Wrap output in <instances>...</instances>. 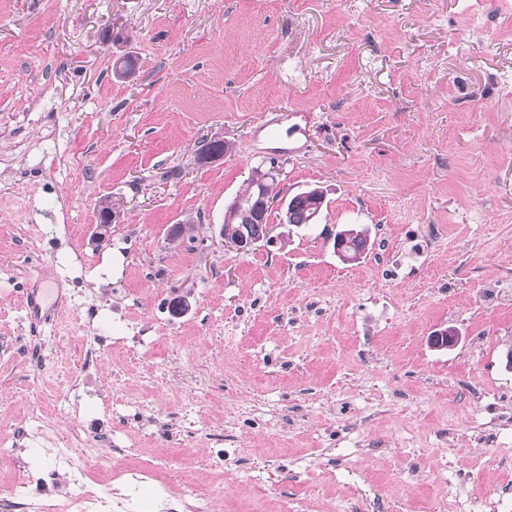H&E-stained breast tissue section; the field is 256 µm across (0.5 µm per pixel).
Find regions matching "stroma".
I'll use <instances>...</instances> for the list:
<instances>
[{
    "instance_id": "obj_1",
    "label": "stroma",
    "mask_w": 512,
    "mask_h": 512,
    "mask_svg": "<svg viewBox=\"0 0 512 512\" xmlns=\"http://www.w3.org/2000/svg\"><path fill=\"white\" fill-rule=\"evenodd\" d=\"M284 106L314 121L271 154L250 131ZM272 163L273 233L314 187L318 222L224 247ZM511 350L512 0H0V441L30 466L113 436L224 512H512ZM367 237L364 231L343 229L336 233L334 248L337 255L346 261H356L366 250Z\"/></svg>"
}]
</instances>
